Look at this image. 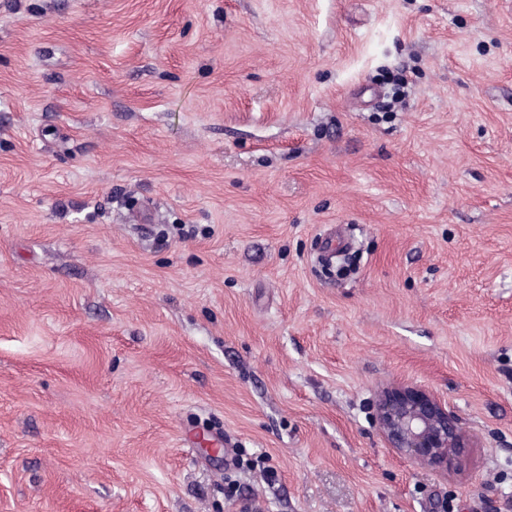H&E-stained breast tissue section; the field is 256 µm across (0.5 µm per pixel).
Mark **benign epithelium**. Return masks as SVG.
Returning <instances> with one entry per match:
<instances>
[{
	"label": "benign epithelium",
	"mask_w": 512,
	"mask_h": 512,
	"mask_svg": "<svg viewBox=\"0 0 512 512\" xmlns=\"http://www.w3.org/2000/svg\"><path fill=\"white\" fill-rule=\"evenodd\" d=\"M373 419L387 447L438 473L454 470L477 440L446 401L424 389L382 388L375 395Z\"/></svg>",
	"instance_id": "obj_1"
}]
</instances>
